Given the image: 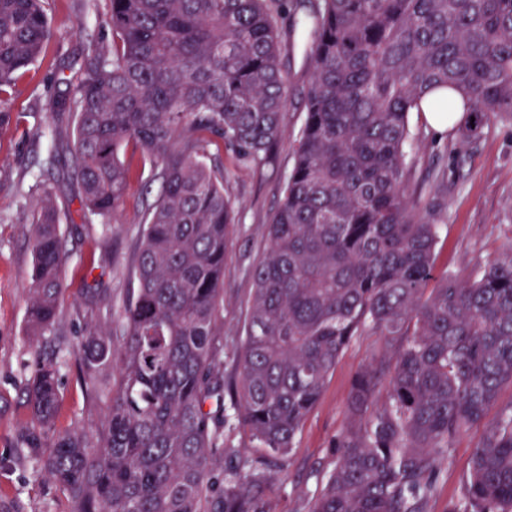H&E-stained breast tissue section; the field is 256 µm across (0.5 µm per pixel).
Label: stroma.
I'll return each instance as SVG.
<instances>
[{
    "instance_id": "35a3bbf8",
    "label": "stroma",
    "mask_w": 512,
    "mask_h": 512,
    "mask_svg": "<svg viewBox=\"0 0 512 512\" xmlns=\"http://www.w3.org/2000/svg\"><path fill=\"white\" fill-rule=\"evenodd\" d=\"M52 36L40 59L1 105L10 112L0 128V512H71L65 492L40 478L28 458L22 436L31 425L27 388L38 362L66 347L69 356L60 371L61 403L56 432L96 426L103 404L92 398L74 355L88 323L112 328V309L137 288L132 274L140 240L144 197H156L158 171L133 177L120 223L105 225L84 218L74 195L72 170L58 167L49 177L40 171L51 144L35 136L52 120L49 103L78 81L82 57L91 42L110 43L104 24L105 0H49ZM277 24L281 60L288 74L286 132L261 168L237 162L223 146H211L214 162L224 168V193L234 205L237 225L224 259V306L219 326L224 345V389L239 380L238 352L245 336L254 292L252 270L267 248L266 226L283 198L293 164L295 140L304 122L312 40L304 10L288 0ZM421 131L416 144L418 164L414 196L433 197L432 171L445 173L448 191L436 247V277L472 276L492 258L512 250V123L493 121L476 143L460 155L449 150L454 132L440 133L418 115L409 118ZM44 179L61 207L60 234L66 251L62 278L66 291L57 331L28 335L25 308L32 267L29 214L39 198L34 186ZM382 337L363 332L354 337L329 377L321 400L298 432L281 467H267L268 454L237 422L224 427V456L244 462V475L269 476L270 512H306L308 501L335 466L337 437L347 426L348 397L354 375L383 353ZM512 403V387H503L483 422L474 424L454 443L450 461L441 463L426 512H450L460 495L474 448L482 442L487 422L499 407Z\"/></svg>"
}]
</instances>
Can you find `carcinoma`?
Instances as JSON below:
<instances>
[{
  "mask_svg": "<svg viewBox=\"0 0 512 512\" xmlns=\"http://www.w3.org/2000/svg\"><path fill=\"white\" fill-rule=\"evenodd\" d=\"M285 0H107L112 43L95 44L58 99L71 117L42 131L63 145L83 215L114 220L133 176L134 142L162 190L145 209L138 288L112 332L95 327L75 355L101 424L54 430L58 360L41 363L24 433L38 474L72 512H269V480L224 466L235 419L273 457L293 446L353 337L397 345L352 383L351 422L308 512H426L454 441L512 386V251L467 282L433 289L443 202H420L413 112L466 118L457 147L512 121V0H301L311 20L312 78L283 200L253 270L232 410L217 340L224 258L236 224L221 142L263 165L285 132L287 81L275 5ZM51 37L43 0H0V102ZM59 209L43 188L31 214L26 324L56 330L64 292ZM106 365L118 381L98 379ZM387 402L372 407L384 374ZM451 512H512V406L474 449Z\"/></svg>",
  "mask_w": 512,
  "mask_h": 512,
  "instance_id": "cac0c4a2",
  "label": "carcinoma"
}]
</instances>
